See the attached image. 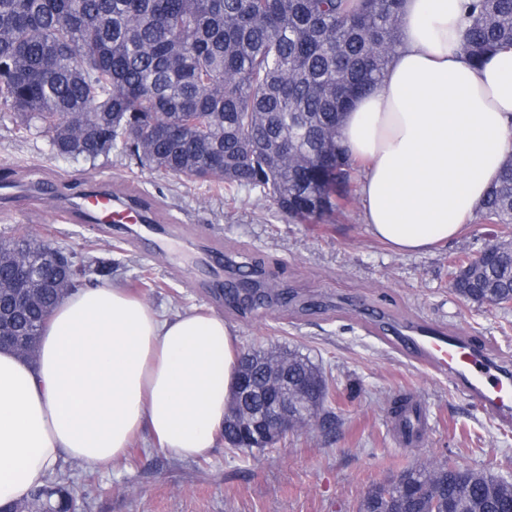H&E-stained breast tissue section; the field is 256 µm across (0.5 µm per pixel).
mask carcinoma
I'll return each mask as SVG.
<instances>
[{"instance_id":"carcinoma-1","label":"carcinoma","mask_w":512,"mask_h":512,"mask_svg":"<svg viewBox=\"0 0 512 512\" xmlns=\"http://www.w3.org/2000/svg\"><path fill=\"white\" fill-rule=\"evenodd\" d=\"M402 0H0V106L15 131L48 137L59 157L95 159L119 148L150 170L224 185L233 200L259 191L290 219L322 221L339 207L354 161L341 142L344 112L380 85L399 49ZM512 47V0H471L462 53L480 67ZM512 225V157L478 209ZM81 288L104 266L78 260ZM239 285L224 297L247 314L274 292L257 265L229 262ZM16 259L0 250V319L41 336L57 291L39 288L22 311L11 292ZM449 287L463 301L504 308L512 301V239L451 263ZM288 360L291 379L324 373L296 349L257 348ZM357 512H512V483L445 462L415 464L374 487ZM49 497L68 512L59 481L15 505L33 512Z\"/></svg>"}]
</instances>
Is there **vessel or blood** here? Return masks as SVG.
Here are the masks:
<instances>
[{
  "label": "vessel or blood",
  "instance_id": "vessel-or-blood-1",
  "mask_svg": "<svg viewBox=\"0 0 512 512\" xmlns=\"http://www.w3.org/2000/svg\"><path fill=\"white\" fill-rule=\"evenodd\" d=\"M51 217L56 221L79 220L91 224L147 221L144 210L135 201L106 191L77 197L67 207L52 212ZM394 342L403 355L424 360L433 371L447 374L476 407L502 423L512 422V370L498 362L488 346L475 345L466 337L450 335L423 323L396 334ZM427 426V419L408 402L394 421L405 446L414 444L418 432Z\"/></svg>",
  "mask_w": 512,
  "mask_h": 512
}]
</instances>
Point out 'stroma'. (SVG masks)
<instances>
[{
	"mask_svg": "<svg viewBox=\"0 0 512 512\" xmlns=\"http://www.w3.org/2000/svg\"><path fill=\"white\" fill-rule=\"evenodd\" d=\"M6 172L20 185L54 181L60 194L89 185L133 193L151 203L159 222L144 237L120 225L46 224L41 217L53 199L27 197L0 204V235L30 226L111 266L107 283L128 292L150 271L157 288L138 293L159 312L223 315L241 348L299 350L331 384L328 424L270 448L231 450L219 439L208 456L181 460L143 431L112 465L63 462L66 484L79 489L76 512H356L373 485L413 464L447 460L512 482V425L471 405L448 376L403 356L385 336L388 326L426 322L488 344L512 368V307L469 304L449 287L450 260L481 249L499 226L474 219L431 251L403 254L372 235L357 185L329 221L293 222L259 191L240 190L228 203L211 183L140 167L116 148L93 161L57 157L43 134L16 139L10 113L0 109V174ZM213 250L246 254L269 287L292 291L293 304L246 317L226 310L211 289L227 268H194ZM404 394L429 422L410 448L390 427L392 405Z\"/></svg>",
	"mask_w": 512,
	"mask_h": 512,
	"instance_id": "obj_1",
	"label": "stroma"
}]
</instances>
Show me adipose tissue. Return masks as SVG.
Segmentation results:
<instances>
[{
  "label": "adipose tissue",
  "instance_id": "1",
  "mask_svg": "<svg viewBox=\"0 0 512 512\" xmlns=\"http://www.w3.org/2000/svg\"><path fill=\"white\" fill-rule=\"evenodd\" d=\"M466 2L404 0L398 53L342 118V143L365 164V222L401 253L454 237L512 154V48L472 66L460 50ZM238 353L213 312L167 318L119 288L72 292L34 360L0 349V504L26 499L63 458L111 464L142 430L175 457L205 456Z\"/></svg>",
  "mask_w": 512,
  "mask_h": 512
}]
</instances>
